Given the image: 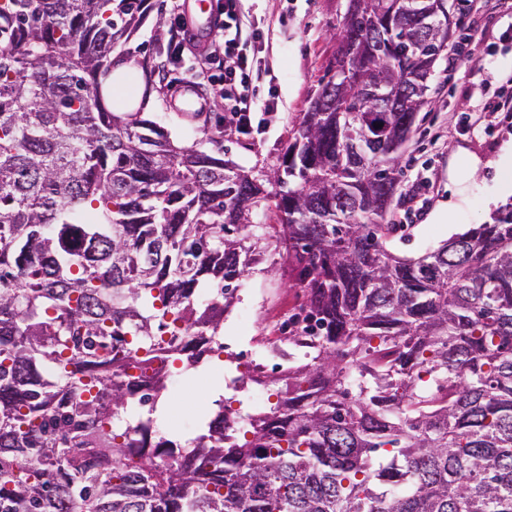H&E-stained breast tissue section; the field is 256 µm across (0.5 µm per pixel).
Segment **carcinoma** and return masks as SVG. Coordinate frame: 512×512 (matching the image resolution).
Returning a JSON list of instances; mask_svg holds the SVG:
<instances>
[{
  "instance_id": "obj_1",
  "label": "carcinoma",
  "mask_w": 512,
  "mask_h": 512,
  "mask_svg": "<svg viewBox=\"0 0 512 512\" xmlns=\"http://www.w3.org/2000/svg\"><path fill=\"white\" fill-rule=\"evenodd\" d=\"M349 0L279 168L179 146L105 96L147 0H0V512H512V204L417 258L386 247L395 168L462 26L434 0ZM408 91L397 112L376 92ZM277 187L282 256L311 328L276 401H217L157 438L131 370L224 350Z\"/></svg>"
}]
</instances>
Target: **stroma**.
<instances>
[{"mask_svg":"<svg viewBox=\"0 0 512 512\" xmlns=\"http://www.w3.org/2000/svg\"><path fill=\"white\" fill-rule=\"evenodd\" d=\"M348 0H242L246 22L263 31L265 50L260 98L276 95L278 106L256 113L248 135L219 133L215 119L219 105H210L207 117L194 120L176 111L171 86L172 65L153 32L155 14H148L139 32L124 46L126 65L137 70L149 60L160 78L150 92L147 116L184 146L204 140L224 149L228 159L257 174L278 167L298 124L316 96L326 66L337 48ZM494 60L502 71L512 70V32L499 22L493 32L481 34L465 25L457 45L437 66L429 106L416 119L414 132L398 161V195L387 223L395 230L387 238L394 253L416 258L438 248L452 235L488 220L487 195L500 180L498 163L512 152V112H478L477 107L502 95L512 96V85L482 81L474 66L478 58ZM465 184L449 180V168L467 172ZM306 298L295 287L279 250L269 246L264 261L240 284L238 297L224 315V350L236 355L252 350L257 337L278 330L281 322L299 313ZM221 372L202 367L175 377L163 399L159 430L181 436L196 435L223 386Z\"/></svg>","mask_w":512,"mask_h":512,"instance_id":"1","label":"stroma"}]
</instances>
